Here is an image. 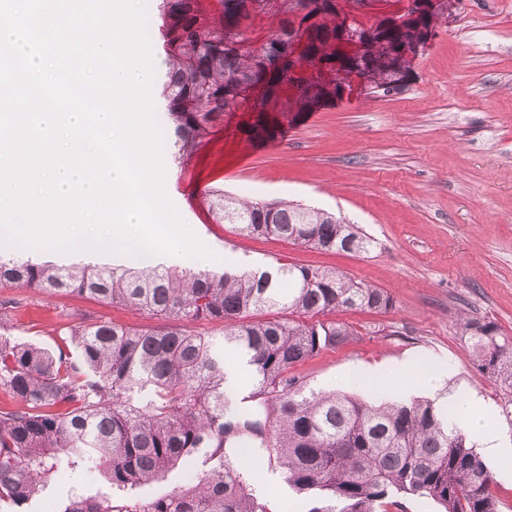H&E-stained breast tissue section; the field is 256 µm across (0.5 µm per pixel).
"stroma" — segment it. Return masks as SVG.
I'll return each mask as SVG.
<instances>
[{
  "instance_id": "obj_1",
  "label": "stroma",
  "mask_w": 512,
  "mask_h": 512,
  "mask_svg": "<svg viewBox=\"0 0 512 512\" xmlns=\"http://www.w3.org/2000/svg\"><path fill=\"white\" fill-rule=\"evenodd\" d=\"M249 113L225 115L197 153L165 157V189L208 259L162 254L166 267L207 269L283 263L329 267L382 288L391 309L336 313L353 334L296 366L310 385L347 390L348 369L409 357L448 362L437 398H474L512 443V405L475 364L456 329L461 313L512 336V0H461L448 7L413 60L402 90L342 96L295 116L279 113L281 136L249 139ZM238 198L288 200L342 214L370 235L366 254L328 253L274 237H247L208 216L202 188ZM26 302L11 337L54 346L68 315L132 326L156 318L70 294L0 288ZM269 512H303L280 470L255 488Z\"/></svg>"
}]
</instances>
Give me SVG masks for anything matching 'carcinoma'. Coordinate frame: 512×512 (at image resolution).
Returning <instances> with one entry per match:
<instances>
[{
	"mask_svg": "<svg viewBox=\"0 0 512 512\" xmlns=\"http://www.w3.org/2000/svg\"><path fill=\"white\" fill-rule=\"evenodd\" d=\"M294 0H160L167 66L161 95L174 131V159L197 152L226 112H254L251 138L274 134L270 112H308L350 86L402 87L410 59L437 15L383 17L370 27L336 0L300 17ZM276 26L254 36L259 17ZM358 42L354 52L337 48ZM215 218L246 236L365 254L373 240L325 209L248 201L208 190ZM81 297L164 321L138 328L74 318L50 349L0 334V508L23 512L62 469L98 472L127 494L180 462L201 459L193 485L115 505L69 494L62 512H268L253 494L273 463L307 512H390L401 497L433 500L442 512H501L493 476L471 436L429 398L370 404L309 385L292 369L347 341L338 310L392 307L384 290L333 269L279 263L266 269L179 270L131 259L124 267L54 266L0 241V285ZM20 302L0 301V331ZM223 324L216 343L187 329ZM457 329L477 367L509 393L512 336L462 316ZM246 363L249 405L224 397V349Z\"/></svg>",
	"mask_w": 512,
	"mask_h": 512,
	"instance_id": "obj_1",
	"label": "carcinoma"
}]
</instances>
